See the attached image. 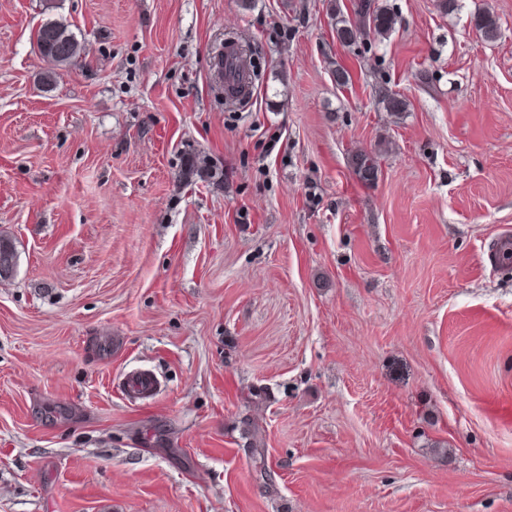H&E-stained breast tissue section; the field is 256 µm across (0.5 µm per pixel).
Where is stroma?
<instances>
[{
	"mask_svg": "<svg viewBox=\"0 0 512 512\" xmlns=\"http://www.w3.org/2000/svg\"><path fill=\"white\" fill-rule=\"evenodd\" d=\"M382 2L0 0V512H512V0ZM350 14L344 13L340 4H335L336 39L343 45L356 42L358 39L387 37L394 28L395 18L390 10L379 4L377 0H351ZM474 27L485 40H496L500 34L497 16L490 11L478 13L474 17ZM36 38L41 56L54 67L73 62L83 50L74 33L63 23L50 21L43 24ZM182 173L187 181L192 182L195 177L215 179L222 175L214 170L209 158L200 151L188 150L183 154ZM355 172L364 183H370L377 177L376 161L373 155L365 151H357L353 155ZM155 386V377L146 371L129 373L124 377L125 393L136 399L148 397L154 391Z\"/></svg>",
	"mask_w": 512,
	"mask_h": 512,
	"instance_id": "35a3bbf8",
	"label": "stroma"
}]
</instances>
